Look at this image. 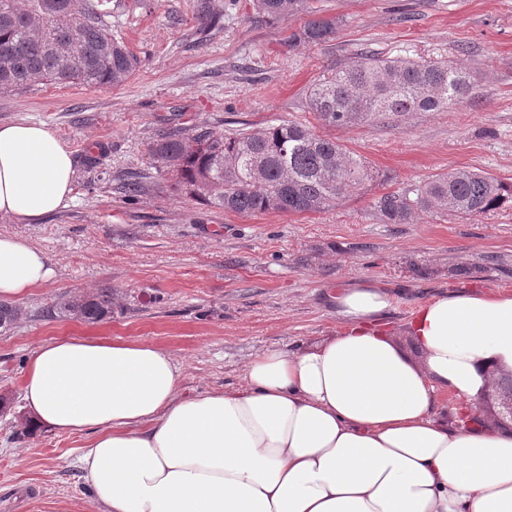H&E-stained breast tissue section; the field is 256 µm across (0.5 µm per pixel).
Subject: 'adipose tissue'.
Returning <instances> with one entry per match:
<instances>
[{
    "label": "adipose tissue",
    "instance_id": "adipose-tissue-1",
    "mask_svg": "<svg viewBox=\"0 0 512 512\" xmlns=\"http://www.w3.org/2000/svg\"><path fill=\"white\" fill-rule=\"evenodd\" d=\"M74 162L46 126L0 123V214L34 224L70 198ZM56 277L25 238L0 234V299ZM342 330L267 348L246 385L183 397L169 351L58 338L31 354L35 427L89 432L78 458L94 512H512V425L449 424L512 372V295L458 293L417 308L406 336L389 294L338 287Z\"/></svg>",
    "mask_w": 512,
    "mask_h": 512
}]
</instances>
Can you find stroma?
<instances>
[{"instance_id": "stroma-1", "label": "stroma", "mask_w": 512, "mask_h": 512, "mask_svg": "<svg viewBox=\"0 0 512 512\" xmlns=\"http://www.w3.org/2000/svg\"><path fill=\"white\" fill-rule=\"evenodd\" d=\"M219 20L203 29L197 0H112L113 34L138 59L121 85H37L0 92V123L46 125L72 153L65 207L35 224L0 216V233L43 250L57 275L18 306L0 333V512H91L77 464L85 434L28 433L21 381L31 352L74 336L140 340L170 351L180 391L194 396L245 384V367L267 347L288 351L342 328L330 295L368 281L392 295L387 319L405 329L412 312L452 292L512 294V202L467 220L416 214L387 224L377 197L469 167L512 184V0H310L339 18L335 40L289 47L307 20L268 23L253 0H211ZM367 48L386 57L451 58L484 94L461 110L418 112L400 125L330 129L374 179L361 194L319 213L241 216L207 206L151 169L148 149L167 129L193 135L288 120L314 122L307 92ZM143 190L126 198L124 183ZM482 266L474 278L454 265ZM114 289L120 305L101 321L49 319L59 296Z\"/></svg>"}]
</instances>
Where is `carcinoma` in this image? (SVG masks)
<instances>
[{"mask_svg": "<svg viewBox=\"0 0 512 512\" xmlns=\"http://www.w3.org/2000/svg\"><path fill=\"white\" fill-rule=\"evenodd\" d=\"M258 17L271 21L307 10V0H255ZM101 0H0V92L37 84L118 86L137 59L106 25ZM334 17L311 16L291 42L319 45L335 38ZM482 96L475 76L454 60L354 54L309 91L311 112L323 127L392 124L413 112H447ZM149 162L174 185L208 205L248 216L325 211L373 180L362 159L333 137L301 122L242 128L224 135L191 137L168 132L149 147ZM512 198L507 185L475 168L436 174L423 184L384 193L375 209L387 224H405L418 211L470 219ZM118 295L100 288L61 296L50 318L96 322L112 314ZM21 309L0 301V330L10 329ZM512 397V374L494 381L481 415L459 421L485 423Z\"/></svg>", "mask_w": 512, "mask_h": 512, "instance_id": "cac0c4a2", "label": "carcinoma"}]
</instances>
